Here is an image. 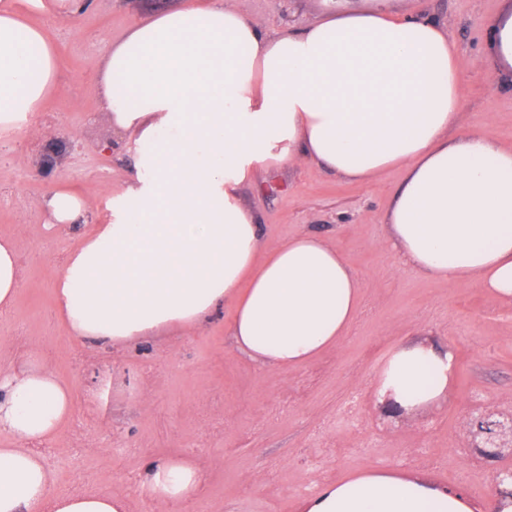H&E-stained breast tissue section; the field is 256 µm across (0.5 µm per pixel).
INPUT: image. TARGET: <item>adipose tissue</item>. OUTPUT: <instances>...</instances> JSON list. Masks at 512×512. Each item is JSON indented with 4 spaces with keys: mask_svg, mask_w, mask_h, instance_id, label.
Segmentation results:
<instances>
[{
    "mask_svg": "<svg viewBox=\"0 0 512 512\" xmlns=\"http://www.w3.org/2000/svg\"><path fill=\"white\" fill-rule=\"evenodd\" d=\"M493 66L512 80V0L486 24ZM470 58L445 24L398 0H322L319 18L271 31L241 6L208 0L131 26L102 54V110L134 136L136 181L115 219L72 251L53 287L75 337L124 346L189 330L231 307L236 348L259 365L296 367L336 347L356 318L363 280L324 238L268 245L238 197L256 171L311 162L349 181L397 168L403 179L383 250L454 286L478 281L512 302V147L475 128L456 139L459 75ZM59 58L43 31L0 0V131L21 128L56 86ZM46 228L75 224L85 205L59 189L39 202ZM21 278L14 239L0 235V308ZM452 354L400 345L378 373L388 413L429 408L448 393ZM74 394L47 363L0 369V512H128L125 492L53 494L28 442L52 436ZM199 459L149 465L159 501L200 489ZM298 512H512V493L480 504L425 474L368 470L327 483Z\"/></svg>",
    "mask_w": 512,
    "mask_h": 512,
    "instance_id": "obj_1",
    "label": "adipose tissue"
}]
</instances>
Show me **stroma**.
<instances>
[{"instance_id": "1", "label": "stroma", "mask_w": 512, "mask_h": 512, "mask_svg": "<svg viewBox=\"0 0 512 512\" xmlns=\"http://www.w3.org/2000/svg\"><path fill=\"white\" fill-rule=\"evenodd\" d=\"M205 0H90L76 16L30 10L61 59L57 88L28 129L0 134V234H13L22 262L14 304L0 309V369L38 352L75 395L70 418L32 443L55 479L54 492L133 491L131 512H297L318 486L366 469L425 471L451 487L491 498L492 465L462 458L472 413L512 410V303L477 283L450 287L400 265L379 242L402 173L369 184L309 163L257 172L239 198L264 239L302 231L335 246L362 277L360 309L336 347L294 368H261L238 353L222 311L190 332L173 330L117 348L78 339L61 324L53 282L68 253L112 219V202L134 175L128 136L113 135L101 112L100 49L135 19ZM427 16L471 59L460 76L453 136L484 129L512 146V86L489 60L485 22L500 0H420ZM249 18L280 28L318 18L321 0H247ZM67 151L53 170L34 165L50 139ZM112 149H104L105 141ZM86 204L81 224L43 227L39 200L58 185ZM426 330L454 360L438 406L392 421L377 403V372L389 352ZM193 455L212 468L178 504L139 489L146 467Z\"/></svg>"}]
</instances>
